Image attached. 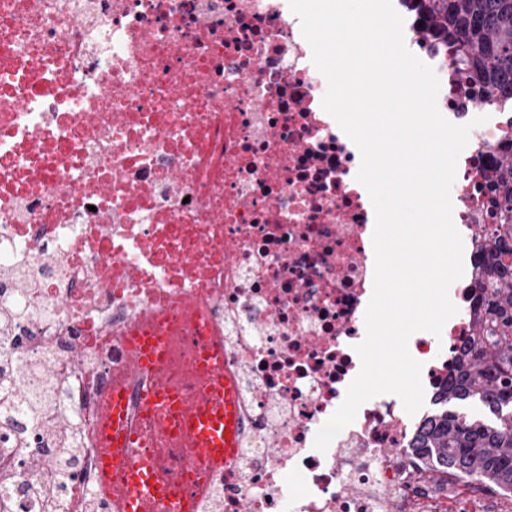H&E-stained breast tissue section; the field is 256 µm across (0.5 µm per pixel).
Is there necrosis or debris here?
<instances>
[{"label":"necrosis or debris","instance_id":"4bbe7bcc","mask_svg":"<svg viewBox=\"0 0 512 512\" xmlns=\"http://www.w3.org/2000/svg\"><path fill=\"white\" fill-rule=\"evenodd\" d=\"M450 122L475 117L450 190L464 273L456 314L408 349L438 391L472 333L489 179L512 113L464 86L424 14L393 0ZM289 0H0V377L58 374L40 419L0 399V512H90L97 431L140 320L197 307L224 339L243 425L210 512H446L409 453L429 418L365 402L326 452L317 431L360 370L375 211L358 148L321 106ZM74 421L77 481L57 490L43 428ZM25 446H17L16 433Z\"/></svg>","mask_w":512,"mask_h":512}]
</instances>
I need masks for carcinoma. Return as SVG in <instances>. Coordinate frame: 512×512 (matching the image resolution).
Instances as JSON below:
<instances>
[{
	"mask_svg": "<svg viewBox=\"0 0 512 512\" xmlns=\"http://www.w3.org/2000/svg\"><path fill=\"white\" fill-rule=\"evenodd\" d=\"M416 2L432 32L454 48L464 81L512 106V0ZM489 192L495 223L482 229L473 333L410 453L432 473L512 493V129L503 135ZM471 406L487 417L468 414Z\"/></svg>",
	"mask_w": 512,
	"mask_h": 512,
	"instance_id": "1",
	"label": "carcinoma"
}]
</instances>
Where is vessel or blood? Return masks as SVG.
<instances>
[{
  "mask_svg": "<svg viewBox=\"0 0 512 512\" xmlns=\"http://www.w3.org/2000/svg\"><path fill=\"white\" fill-rule=\"evenodd\" d=\"M181 317L182 328L164 336L145 335L140 323L130 330V371L151 366L157 373L154 387L140 397L146 428L129 432L122 380H113L106 396L98 430V493L112 512H201L213 477L239 446L238 384L224 367V344L216 336L198 337L191 355L195 367H175L173 351L201 319L192 309ZM176 451L185 462L180 480L167 465Z\"/></svg>",
  "mask_w": 512,
  "mask_h": 512,
  "instance_id": "vessel-or-blood-1",
  "label": "vessel or blood"
}]
</instances>
